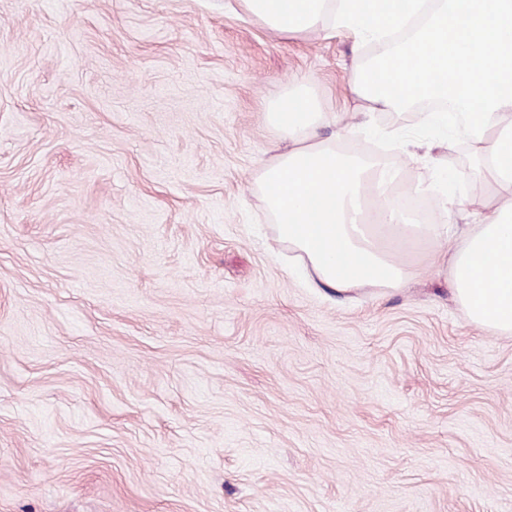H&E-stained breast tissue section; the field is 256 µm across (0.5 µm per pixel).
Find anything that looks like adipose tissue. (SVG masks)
I'll return each mask as SVG.
<instances>
[{
	"instance_id": "1",
	"label": "adipose tissue",
	"mask_w": 512,
	"mask_h": 512,
	"mask_svg": "<svg viewBox=\"0 0 512 512\" xmlns=\"http://www.w3.org/2000/svg\"><path fill=\"white\" fill-rule=\"evenodd\" d=\"M270 29L297 37L321 22L356 35L401 32L390 59L359 62L350 91L369 111L401 112L427 97L455 102V118L417 113L428 149L467 143L474 189L442 195L446 214L470 218L460 248L434 249L449 224H413L392 196L395 176L339 151L349 132L297 86L267 112L285 151L255 187L277 237L311 284L337 293L399 289L424 267L449 278L469 321L512 334V0H240ZM332 129L330 138L320 129Z\"/></svg>"
}]
</instances>
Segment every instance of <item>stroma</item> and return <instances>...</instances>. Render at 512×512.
I'll use <instances>...</instances> for the list:
<instances>
[{
    "label": "stroma",
    "mask_w": 512,
    "mask_h": 512,
    "mask_svg": "<svg viewBox=\"0 0 512 512\" xmlns=\"http://www.w3.org/2000/svg\"><path fill=\"white\" fill-rule=\"evenodd\" d=\"M352 32L239 0H0V512H512V334L444 278L335 294L254 192L304 84L358 113Z\"/></svg>",
    "instance_id": "1"
}]
</instances>
